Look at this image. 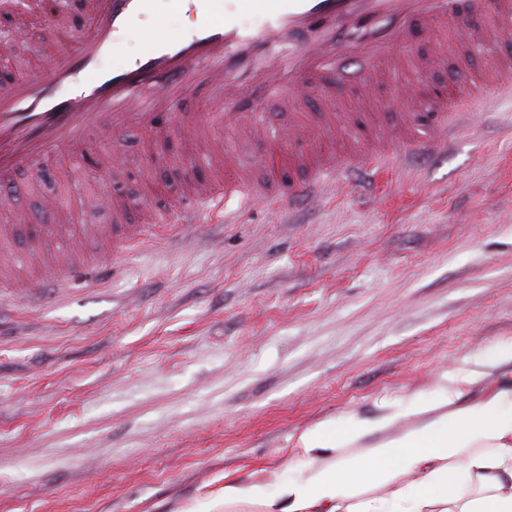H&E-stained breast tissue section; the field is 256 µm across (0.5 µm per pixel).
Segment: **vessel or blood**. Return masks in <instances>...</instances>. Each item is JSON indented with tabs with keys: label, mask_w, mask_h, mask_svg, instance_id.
Wrapping results in <instances>:
<instances>
[{
	"label": "vessel or blood",
	"mask_w": 512,
	"mask_h": 512,
	"mask_svg": "<svg viewBox=\"0 0 512 512\" xmlns=\"http://www.w3.org/2000/svg\"><path fill=\"white\" fill-rule=\"evenodd\" d=\"M148 2L84 0L91 26L79 36L65 13L50 17L62 51L48 65L0 87L1 190L18 169L35 167L65 146L82 148L91 132L104 126L116 138L131 126L155 130L165 118L180 128L196 127L195 114L177 106L200 87L213 106L210 128L246 135L254 144L311 134L304 120L284 130L270 125L263 112L266 100L287 109L301 105L299 88L318 94L323 125L333 130L346 86L368 92L377 76L398 75L404 65L427 71L442 63L440 54L411 52L419 26L427 22L443 45L472 35L467 48L482 53L487 68L446 87L443 108L427 110L418 131L406 137L412 156L446 150L448 134L465 127L475 105L512 94V58L499 50L512 32V0H225L220 19L213 15L214 0H197L201 19L185 35L175 40L157 35L148 55L101 71V57L146 14ZM361 157L365 171L384 164L387 137H376ZM203 160L218 171V179L185 181L179 207L129 228L127 240L142 239L151 227L192 226L206 215L223 214L231 224L240 209L258 199L232 155L213 149ZM338 162L332 153L314 157L311 175L293 182L282 204L318 202L335 186Z\"/></svg>",
	"instance_id": "1"
}]
</instances>
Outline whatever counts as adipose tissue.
<instances>
[{
	"mask_svg": "<svg viewBox=\"0 0 512 512\" xmlns=\"http://www.w3.org/2000/svg\"><path fill=\"white\" fill-rule=\"evenodd\" d=\"M459 399L410 400L401 431L389 414L307 429L299 477L274 493L265 480L225 481L224 512H512V388ZM371 431L381 438L366 456L340 455Z\"/></svg>",
	"mask_w": 512,
	"mask_h": 512,
	"instance_id": "ef3b65f1",
	"label": "adipose tissue"
}]
</instances>
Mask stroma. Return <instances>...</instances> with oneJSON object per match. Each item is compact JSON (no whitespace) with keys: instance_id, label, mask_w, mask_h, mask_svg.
<instances>
[{"instance_id":"35a3bbf8","label":"stroma","mask_w":512,"mask_h":512,"mask_svg":"<svg viewBox=\"0 0 512 512\" xmlns=\"http://www.w3.org/2000/svg\"><path fill=\"white\" fill-rule=\"evenodd\" d=\"M58 49L32 23L5 49L7 73ZM396 93L385 77L367 96L349 88L358 139L396 131ZM305 113L314 138L253 163L255 183L295 154H349L320 131L317 95ZM474 122L379 184L340 178L306 208L268 197L235 223L125 251L89 163L107 134L17 172L0 198V512H192L225 477H294L311 427L393 413L401 430L406 401L442 385L469 404L511 387L512 96ZM152 139L121 136L132 224L173 207L186 173L210 177L190 131L176 160L144 171ZM77 244L90 269L72 279Z\"/></svg>"}]
</instances>
